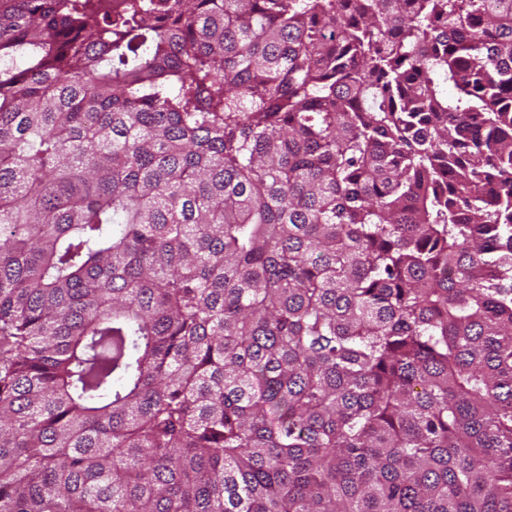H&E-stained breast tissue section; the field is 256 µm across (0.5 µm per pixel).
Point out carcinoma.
Returning <instances> with one entry per match:
<instances>
[{"label":"carcinoma","instance_id":"cac0c4a2","mask_svg":"<svg viewBox=\"0 0 512 512\" xmlns=\"http://www.w3.org/2000/svg\"><path fill=\"white\" fill-rule=\"evenodd\" d=\"M0 512H512V0H0Z\"/></svg>","mask_w":512,"mask_h":512}]
</instances>
